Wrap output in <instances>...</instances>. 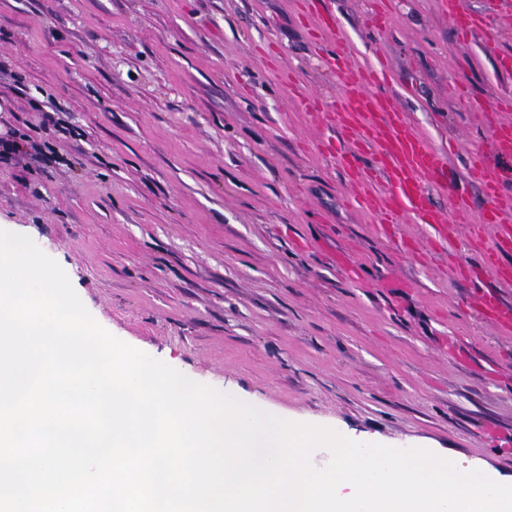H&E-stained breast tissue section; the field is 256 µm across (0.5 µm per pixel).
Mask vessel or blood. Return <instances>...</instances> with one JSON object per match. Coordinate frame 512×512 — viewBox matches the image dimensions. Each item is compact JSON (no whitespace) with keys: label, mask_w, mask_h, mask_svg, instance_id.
<instances>
[{"label":"vessel or blood","mask_w":512,"mask_h":512,"mask_svg":"<svg viewBox=\"0 0 512 512\" xmlns=\"http://www.w3.org/2000/svg\"><path fill=\"white\" fill-rule=\"evenodd\" d=\"M444 10L457 27L461 40L481 35L486 45H494L497 23L470 15L462 0H445ZM309 18L322 38V47L330 63L338 67L343 92L330 102L325 112H317L311 100H304L306 111L317 112L322 120L337 130V138H325L317 144L321 153L338 152L345 179L352 188L350 204L367 214H375L381 223L401 228L407 221L432 225L436 235L449 239L454 226L432 200L433 188L427 179L442 174L447 156L408 121L404 112L380 91L381 79L374 71H357L348 64L350 45L338 24L310 8ZM512 159V122L491 128L488 151L468 152L465 171L477 183L489 206L477 223L468 225L470 239L480 243L475 261L453 258L454 273L469 279L472 263H479L488 274L512 281L500 257L512 253V229H504L496 207L504 187L501 169L489 164V156ZM476 305L487 322L499 328L512 327V307L492 293H481Z\"/></svg>","instance_id":"vessel-or-blood-1"}]
</instances>
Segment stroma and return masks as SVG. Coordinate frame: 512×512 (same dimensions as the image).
Wrapping results in <instances>:
<instances>
[{
    "mask_svg": "<svg viewBox=\"0 0 512 512\" xmlns=\"http://www.w3.org/2000/svg\"><path fill=\"white\" fill-rule=\"evenodd\" d=\"M302 0H0V135L42 144L59 113V162L0 159V228L29 236L93 318L195 382L264 409L395 448H425L512 481V333L447 258L402 255L351 210L330 136L294 97H339ZM500 18L494 47L460 41L442 0H320L382 72L411 123L463 174L512 93V0H463ZM382 8V35L366 16ZM355 266L348 276L337 253ZM459 354L449 359L448 346Z\"/></svg>",
    "mask_w": 512,
    "mask_h": 512,
    "instance_id": "35a3bbf8",
    "label": "stroma"
}]
</instances>
